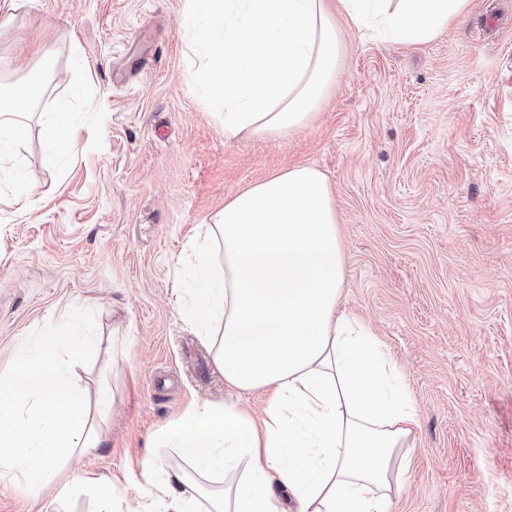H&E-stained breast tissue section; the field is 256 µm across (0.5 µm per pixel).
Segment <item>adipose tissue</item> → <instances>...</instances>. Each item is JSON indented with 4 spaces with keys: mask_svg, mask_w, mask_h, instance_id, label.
Wrapping results in <instances>:
<instances>
[{
    "mask_svg": "<svg viewBox=\"0 0 512 512\" xmlns=\"http://www.w3.org/2000/svg\"><path fill=\"white\" fill-rule=\"evenodd\" d=\"M180 29L198 49L195 78L224 121V138L269 140L305 127L333 83L341 40L325 0H185ZM354 25L424 42L461 18L469 0H337ZM0 83V206L31 213L36 187L18 171L24 116L38 77ZM49 155L75 151L64 105L40 115ZM346 259L324 174L295 166L224 204L190 242L177 310L214 353L237 393L268 395L263 417L238 402L188 407L156 435L189 472L155 455L138 512H391L411 469L417 413L405 381L373 330L344 305ZM48 321L0 370V480L71 496L77 474L61 461L104 441L94 429L76 367L101 337ZM218 481L203 498L198 478Z\"/></svg>",
    "mask_w": 512,
    "mask_h": 512,
    "instance_id": "obj_1",
    "label": "adipose tissue"
}]
</instances>
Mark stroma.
I'll use <instances>...</instances> for the list:
<instances>
[{
    "mask_svg": "<svg viewBox=\"0 0 512 512\" xmlns=\"http://www.w3.org/2000/svg\"><path fill=\"white\" fill-rule=\"evenodd\" d=\"M184 0H29L0 19V80L40 59L39 112L72 100L76 156L21 148L30 215L0 210V368L72 302L125 351L89 354L85 396L112 393L83 461L135 512L138 461L197 401L224 403L213 355L174 309L179 257L250 185L319 169L336 201L345 301L400 368L418 426L392 512H512V0H469L433 40H385L333 18L336 79L304 128L224 138L193 77ZM91 485L52 506L0 482V512H93Z\"/></svg>",
    "mask_w": 512,
    "mask_h": 512,
    "instance_id": "1",
    "label": "stroma"
}]
</instances>
